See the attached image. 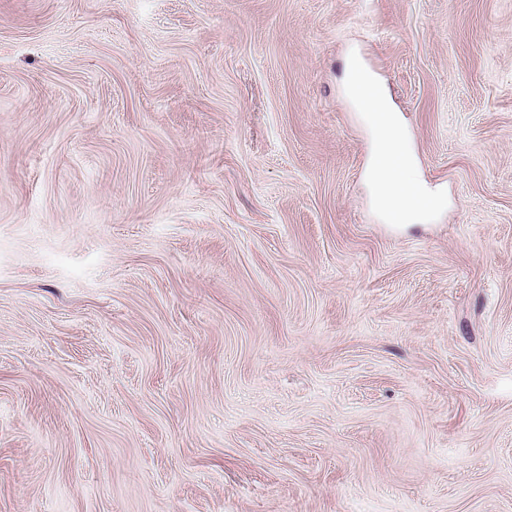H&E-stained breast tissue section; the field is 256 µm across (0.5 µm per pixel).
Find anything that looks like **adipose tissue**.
Returning <instances> with one entry per match:
<instances>
[{"mask_svg":"<svg viewBox=\"0 0 512 512\" xmlns=\"http://www.w3.org/2000/svg\"><path fill=\"white\" fill-rule=\"evenodd\" d=\"M371 111L377 117L371 172L377 204L382 210L397 207L404 216H412L424 190L411 176L413 162L405 150L400 123L386 98L375 100Z\"/></svg>","mask_w":512,"mask_h":512,"instance_id":"adipose-tissue-1","label":"adipose tissue"}]
</instances>
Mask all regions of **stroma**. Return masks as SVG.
I'll use <instances>...</instances> for the list:
<instances>
[{
  "label": "stroma",
  "mask_w": 512,
  "mask_h": 512,
  "mask_svg": "<svg viewBox=\"0 0 512 512\" xmlns=\"http://www.w3.org/2000/svg\"><path fill=\"white\" fill-rule=\"evenodd\" d=\"M0 512H512V0H0ZM370 112L373 113L376 129L375 163L371 175L377 204L384 211L400 208L407 220L419 207L416 199H422L426 192L411 176L413 162L405 150L398 118L384 95L374 101ZM393 153L400 161L393 158Z\"/></svg>",
  "instance_id": "stroma-1"
}]
</instances>
